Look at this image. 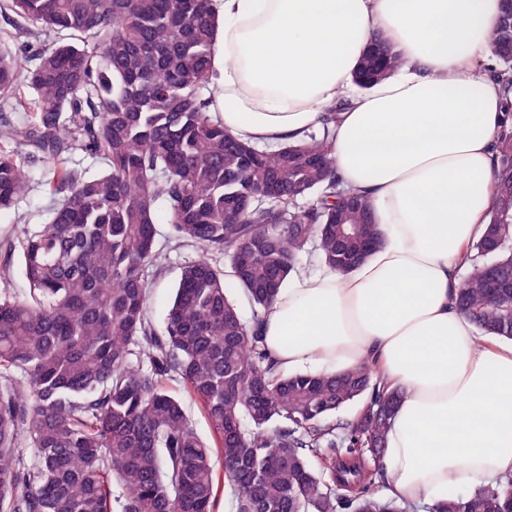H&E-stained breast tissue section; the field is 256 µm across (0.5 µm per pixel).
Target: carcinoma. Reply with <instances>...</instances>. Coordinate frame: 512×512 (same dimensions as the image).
Here are the masks:
<instances>
[{
    "mask_svg": "<svg viewBox=\"0 0 512 512\" xmlns=\"http://www.w3.org/2000/svg\"><path fill=\"white\" fill-rule=\"evenodd\" d=\"M490 54L512 88V0ZM48 47L23 58L0 44V93L25 84L35 120L0 127V211L53 164L48 221L27 226L26 283L0 298V512H415L371 492L399 394L371 367L285 374L258 325L302 254L344 274L381 243L367 203L334 172L328 126L298 144L231 138L209 110L210 0H6ZM371 41L368 85L402 66ZM82 152L101 170L68 166ZM496 199L470 247L456 306L479 335L512 340V122L497 134ZM176 245L200 249L165 325L148 316L159 215ZM246 297L245 321L236 295ZM177 381L208 421L203 440ZM364 402L353 422L334 418ZM280 426L268 429L272 422ZM429 512H512V475Z\"/></svg>",
    "mask_w": 512,
    "mask_h": 512,
    "instance_id": "carcinoma-1",
    "label": "carcinoma"
}]
</instances>
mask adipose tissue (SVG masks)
<instances>
[{
    "label": "adipose tissue",
    "mask_w": 512,
    "mask_h": 512,
    "mask_svg": "<svg viewBox=\"0 0 512 512\" xmlns=\"http://www.w3.org/2000/svg\"><path fill=\"white\" fill-rule=\"evenodd\" d=\"M213 111L277 146L328 126L341 185L382 245L349 273L293 275L259 324L288 372L377 366L401 398L381 459L386 497L423 507L512 474V341L457 310L459 262L495 201L505 89L479 72L501 0H213ZM402 67L359 87L372 38Z\"/></svg>",
    "instance_id": "obj_1"
}]
</instances>
